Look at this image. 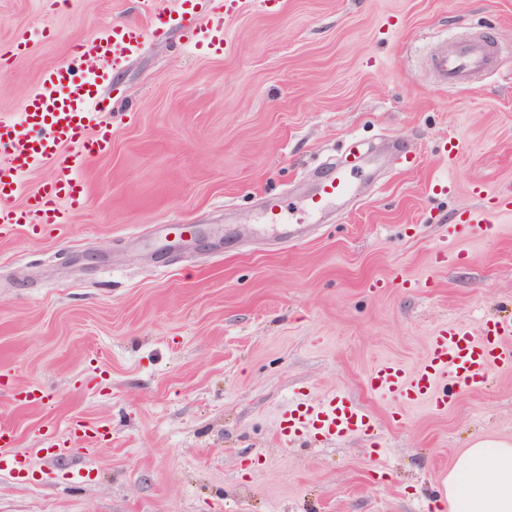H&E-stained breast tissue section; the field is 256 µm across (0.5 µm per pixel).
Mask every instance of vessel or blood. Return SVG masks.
<instances>
[{
  "label": "vessel or blood",
  "mask_w": 512,
  "mask_h": 512,
  "mask_svg": "<svg viewBox=\"0 0 512 512\" xmlns=\"http://www.w3.org/2000/svg\"><path fill=\"white\" fill-rule=\"evenodd\" d=\"M144 30L136 24L109 27L93 39L75 43L68 61L45 70L37 91L22 106V121L31 134L19 137L16 123L0 118V235L23 231L37 233L44 224L67 223L71 211L87 197L82 173L91 157L111 147V133L99 120L104 106L99 96L113 65L137 51ZM195 45L220 50L224 43V19L215 17L193 32ZM99 62L92 77L75 80L74 64L88 59ZM497 62L491 45L483 39L457 45L434 55L432 66L442 81L464 83L482 75ZM53 164L54 174L33 194L23 192L24 171ZM367 173L365 165L344 164L328 170L317 190L305 200V208L318 214L344 203L356 193ZM512 320L486 322L481 335H471L458 325L440 328L430 340L428 359L416 371L384 359L368 373V389L379 396H397L403 404L448 406V387L463 390L484 385L493 369L512 368ZM369 416L349 397L334 395L317 405L298 404L285 413L282 436L315 432L329 441H341L367 430Z\"/></svg>",
  "instance_id": "obj_1"
}]
</instances>
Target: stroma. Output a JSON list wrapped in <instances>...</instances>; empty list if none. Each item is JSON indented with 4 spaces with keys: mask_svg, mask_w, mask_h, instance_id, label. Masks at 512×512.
Here are the masks:
<instances>
[{
    "mask_svg": "<svg viewBox=\"0 0 512 512\" xmlns=\"http://www.w3.org/2000/svg\"><path fill=\"white\" fill-rule=\"evenodd\" d=\"M175 8L0 0V114L73 42L146 31L103 89L112 145L85 205L0 238V512H425L473 441H512V370L443 410L365 379L422 367L441 327L512 315V0H239L220 54ZM483 32L500 66L442 82L428 56ZM353 146L376 153L374 183L306 214ZM271 199L298 235L267 223ZM487 213L492 231L466 222ZM339 392L372 432L283 441L288 406Z\"/></svg>",
    "mask_w": 512,
    "mask_h": 512,
    "instance_id": "1",
    "label": "stroma"
}]
</instances>
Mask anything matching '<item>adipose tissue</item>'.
<instances>
[{"label":"adipose tissue","mask_w":512,"mask_h":512,"mask_svg":"<svg viewBox=\"0 0 512 512\" xmlns=\"http://www.w3.org/2000/svg\"><path fill=\"white\" fill-rule=\"evenodd\" d=\"M435 512H512V443L479 440L442 480Z\"/></svg>","instance_id":"obj_1"}]
</instances>
